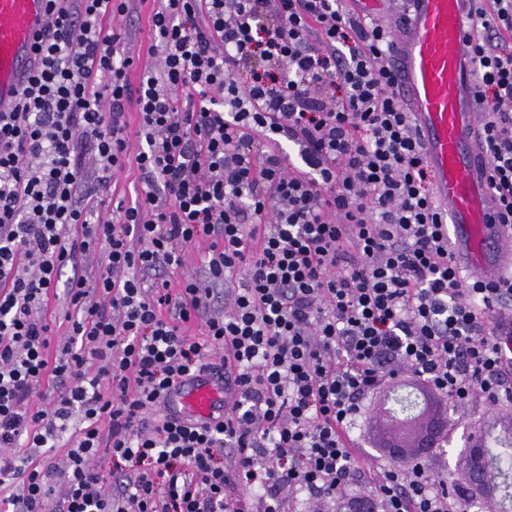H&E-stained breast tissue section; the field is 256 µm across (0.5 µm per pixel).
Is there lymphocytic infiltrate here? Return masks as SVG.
Returning <instances> with one entry per match:
<instances>
[{
	"label": "lymphocytic infiltrate",
	"instance_id": "f902f5d3",
	"mask_svg": "<svg viewBox=\"0 0 512 512\" xmlns=\"http://www.w3.org/2000/svg\"><path fill=\"white\" fill-rule=\"evenodd\" d=\"M49 3L39 62L0 112L11 512H282L283 495L332 497L361 472L383 512H468V488L420 457L368 459L353 433L399 369L436 410L512 407V269L489 285L454 262L391 34L341 0H157L141 67L123 47L144 0ZM471 15L479 142L511 232L512 0ZM129 164L130 202L112 194ZM204 239L198 272L171 281ZM206 372L232 393L223 414L169 411ZM62 441L65 468L17 465ZM114 196H126L131 198L135 196L136 190H141L140 174L134 165H127L124 171L119 172L115 178Z\"/></svg>",
	"mask_w": 512,
	"mask_h": 512
}]
</instances>
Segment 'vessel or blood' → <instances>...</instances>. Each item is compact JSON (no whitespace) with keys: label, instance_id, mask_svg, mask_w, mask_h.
<instances>
[{"label":"vessel or blood","instance_id":"b4317fda","mask_svg":"<svg viewBox=\"0 0 512 512\" xmlns=\"http://www.w3.org/2000/svg\"><path fill=\"white\" fill-rule=\"evenodd\" d=\"M404 32L389 48L398 90L435 174V194L448 215L454 260L494 282L512 264L486 179L488 161L478 144L473 56L467 19L471 0H407ZM47 0H0V112L12 111L15 92L29 75ZM223 385L197 381L182 392L186 412L200 420L223 408Z\"/></svg>","mask_w":512,"mask_h":512}]
</instances>
